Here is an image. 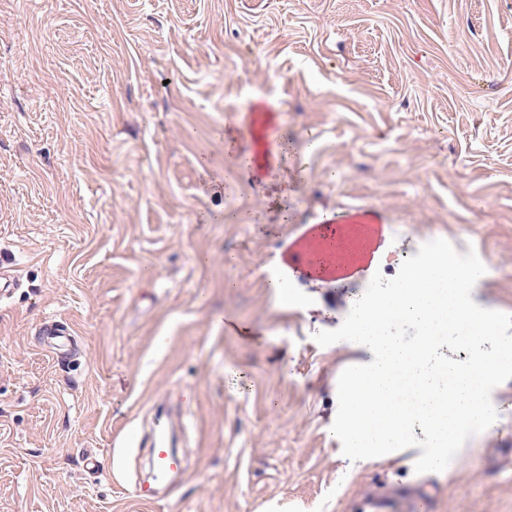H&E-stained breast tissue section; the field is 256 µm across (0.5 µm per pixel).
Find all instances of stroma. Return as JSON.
<instances>
[{"label":"stroma","instance_id":"obj_1","mask_svg":"<svg viewBox=\"0 0 512 512\" xmlns=\"http://www.w3.org/2000/svg\"><path fill=\"white\" fill-rule=\"evenodd\" d=\"M254 105L283 148L261 170ZM358 210L389 224L368 269L280 302L286 246ZM436 238L512 314V0H0V512H352L383 484L512 512V379L442 472L331 432L372 354L315 334ZM163 403L188 465L145 506L137 450L107 457Z\"/></svg>","mask_w":512,"mask_h":512}]
</instances>
